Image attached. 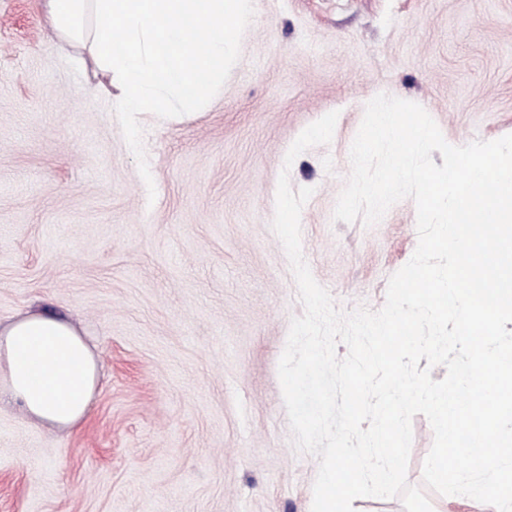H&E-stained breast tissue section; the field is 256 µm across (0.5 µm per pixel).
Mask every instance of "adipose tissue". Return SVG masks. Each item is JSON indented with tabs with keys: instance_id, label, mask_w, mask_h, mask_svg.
I'll return each instance as SVG.
<instances>
[{
	"instance_id": "ef3b65f1",
	"label": "adipose tissue",
	"mask_w": 512,
	"mask_h": 512,
	"mask_svg": "<svg viewBox=\"0 0 512 512\" xmlns=\"http://www.w3.org/2000/svg\"><path fill=\"white\" fill-rule=\"evenodd\" d=\"M97 375L91 344L71 319L31 310L0 326V396L12 399L33 422L79 424Z\"/></svg>"
}]
</instances>
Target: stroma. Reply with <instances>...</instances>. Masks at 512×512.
<instances>
[{"label": "stroma", "instance_id": "35a3bbf8", "mask_svg": "<svg viewBox=\"0 0 512 512\" xmlns=\"http://www.w3.org/2000/svg\"><path fill=\"white\" fill-rule=\"evenodd\" d=\"M240 56L201 110L140 115L148 194L88 51L42 0H0V325L70 313L99 363L87 416L59 429L0 403V512H311L278 378L303 314L271 228L277 181L313 188L302 251L344 310H379L418 243L413 199L334 220L366 103L421 105L446 141L512 134V0H253ZM329 144L285 166L329 112ZM424 487L433 430L412 419Z\"/></svg>", "mask_w": 512, "mask_h": 512}]
</instances>
